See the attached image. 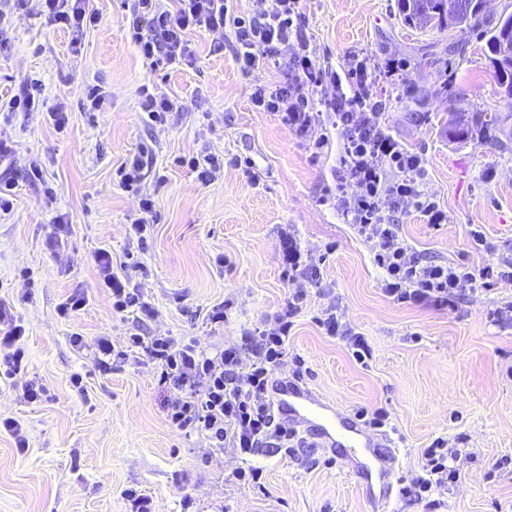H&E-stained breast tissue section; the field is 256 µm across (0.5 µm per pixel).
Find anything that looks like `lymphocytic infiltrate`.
Instances as JSON below:
<instances>
[{"label": "lymphocytic infiltrate", "instance_id": "f902f5d3", "mask_svg": "<svg viewBox=\"0 0 512 512\" xmlns=\"http://www.w3.org/2000/svg\"><path fill=\"white\" fill-rule=\"evenodd\" d=\"M135 45L151 67L189 62L191 32H219L233 47L234 60L243 73L267 68L286 72V79L256 85L251 101L257 111L271 113L279 123L322 152L329 137L324 125L338 130L341 156L333 200L349 224L369 243L373 261L382 274L381 287L396 303L429 302L455 308L479 282L495 278L512 284V255L476 269L425 263L403 238L393 215L413 207L427 224L447 223L448 215L422 188V157L391 135L382 124L388 97L373 89L366 63L344 73L321 67L305 52H289L291 40L302 37L300 0H254L251 12H239L235 0H124ZM45 18L50 25L82 37L98 17L88 0H11L0 9V36L13 15ZM283 275L287 281L319 285V264L304 257L292 234L283 236ZM101 287L112 296V309L124 314H152L146 289L131 284L115 271L112 254L99 250L95 257ZM306 301L296 291L286 307L263 326L243 330L239 340L208 352L192 336H129L115 346L105 336L86 342L80 334L70 341L80 351H90L99 372L108 373L114 361L135 357L151 364L160 384L173 386L175 396L167 407L170 427L197 434L209 447L247 455L271 446L292 451V432L277 421L269 382L288 354V339L295 317ZM319 324L327 335L346 339L356 361L370 350L364 337L331 305L322 310ZM25 330L11 309L0 303V375L11 379L25 367L20 341ZM456 450L436 439L422 458L424 474L410 492L424 499L432 487L455 482L449 461Z\"/></svg>", "mask_w": 512, "mask_h": 512}]
</instances>
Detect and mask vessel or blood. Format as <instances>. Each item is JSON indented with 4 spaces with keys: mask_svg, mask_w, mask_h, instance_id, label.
<instances>
[{
    "mask_svg": "<svg viewBox=\"0 0 512 512\" xmlns=\"http://www.w3.org/2000/svg\"><path fill=\"white\" fill-rule=\"evenodd\" d=\"M270 396L279 422L311 438L313 447L333 450L345 445L359 449L361 495L371 512H384L389 480L398 467L396 453L381 450L376 438L359 428L354 419L340 415L330 403L295 381L272 378Z\"/></svg>",
    "mask_w": 512,
    "mask_h": 512,
    "instance_id": "b4317fda",
    "label": "vessel or blood"
}]
</instances>
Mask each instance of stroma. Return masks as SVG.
<instances>
[{
    "instance_id": "35a3bbf8",
    "label": "stroma",
    "mask_w": 512,
    "mask_h": 512,
    "mask_svg": "<svg viewBox=\"0 0 512 512\" xmlns=\"http://www.w3.org/2000/svg\"><path fill=\"white\" fill-rule=\"evenodd\" d=\"M304 38L322 67L343 72L361 60L385 66L403 60L402 81L374 83L390 99L382 121L422 154L421 182L448 213L432 227L413 211L395 213L406 242L423 261L480 268L512 251V97L494 76L479 31L417 30L404 24L399 0H301ZM97 13L80 47L45 19L17 16L0 48V99L22 95L40 81L46 103L66 99L69 122L59 131L42 112L0 115V138L13 148L0 162V179L14 186L11 211L0 215V299L10 303L25 334L26 368L0 382V417L20 420L29 448L19 452L0 432V512H128L126 490L150 496L156 512H368L345 449L270 448L248 459L207 447L198 435L173 431L166 420L174 394L151 366L129 359L98 371L72 333L124 343L130 334H188L205 351L239 339L285 308L292 292L282 274L283 230L304 252L324 257L322 285L307 291L295 319L288 355L278 369H301L302 386L341 413L382 410L384 431L400 461L388 512H512V326L491 312L512 302V285L490 282L457 309L429 303L398 305L380 290L368 244L326 192L339 168V145L313 159L307 142L250 101L256 82L278 80L270 70L241 72L224 35L190 37L191 63L152 69L127 30L123 0H89ZM153 83L182 102L163 126L142 120V85ZM112 96L108 112L83 108L87 85ZM463 112L499 118L498 136L460 132ZM148 150L141 189L155 201L157 219L132 283L152 296L155 317L116 314L97 285L95 255L113 262L129 249L127 219L137 199L119 185L117 170ZM213 153L224 169L208 185L185 165ZM256 164L250 182L234 159ZM40 161L42 179L28 174ZM70 225L63 251L46 246L56 216ZM480 227L487 245L474 248ZM224 255L229 265L215 262ZM87 306L66 319L58 304L73 292ZM237 306L223 325L206 314L224 297ZM336 302L371 351L356 361L345 344L325 334L322 308ZM83 377V389L71 384ZM50 390L28 402L27 382ZM458 445V482L417 501L404 494L422 473V454L435 439ZM262 467L261 485L233 472Z\"/></svg>"
}]
</instances>
